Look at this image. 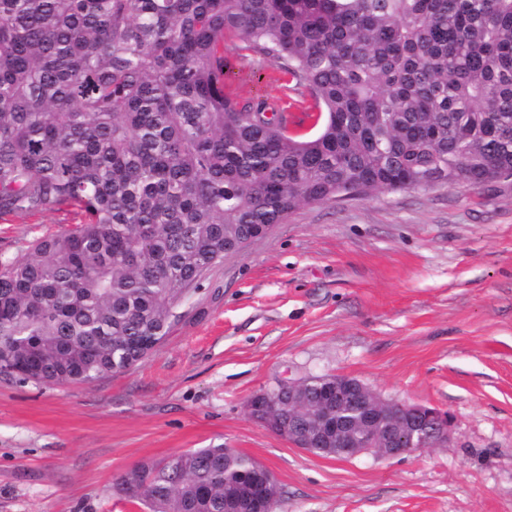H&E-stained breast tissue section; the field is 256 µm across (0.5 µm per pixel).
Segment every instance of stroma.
Segmentation results:
<instances>
[{"mask_svg":"<svg viewBox=\"0 0 512 512\" xmlns=\"http://www.w3.org/2000/svg\"><path fill=\"white\" fill-rule=\"evenodd\" d=\"M318 131L308 91L247 54L224 85ZM78 210L0 215V264L75 228ZM451 416L450 443L321 458L249 398L314 375ZM221 445L276 476V512H512V178L316 203L226 254L130 369L48 386L0 373V512H140L126 471Z\"/></svg>","mask_w":512,"mask_h":512,"instance_id":"35a3bbf8","label":"stroma"}]
</instances>
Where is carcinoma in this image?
Segmentation results:
<instances>
[{
	"mask_svg": "<svg viewBox=\"0 0 512 512\" xmlns=\"http://www.w3.org/2000/svg\"><path fill=\"white\" fill-rule=\"evenodd\" d=\"M252 51L305 87L311 137L224 92ZM512 178V0H0V213L74 207L0 267V371H125L203 275L307 204ZM248 455L141 465L146 512H242Z\"/></svg>",
	"mask_w": 512,
	"mask_h": 512,
	"instance_id": "carcinoma-1",
	"label": "carcinoma"
}]
</instances>
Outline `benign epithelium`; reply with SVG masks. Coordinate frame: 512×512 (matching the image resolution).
<instances>
[{
  "label": "benign epithelium",
  "instance_id": "obj_1",
  "mask_svg": "<svg viewBox=\"0 0 512 512\" xmlns=\"http://www.w3.org/2000/svg\"><path fill=\"white\" fill-rule=\"evenodd\" d=\"M288 393V418L278 413ZM250 398L251 415L306 452L320 448L323 456L352 459L365 454L394 458L423 448L447 445L451 418L425 405L382 398L360 380L342 374L322 379L317 395L309 393L306 379L281 382ZM245 491L257 512H271L276 477L270 470Z\"/></svg>",
  "mask_w": 512,
  "mask_h": 512
}]
</instances>
